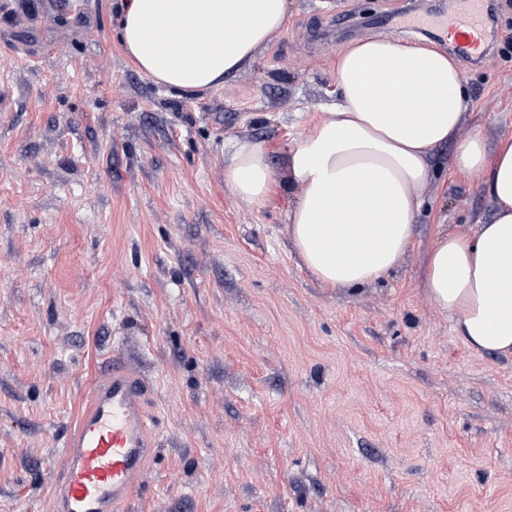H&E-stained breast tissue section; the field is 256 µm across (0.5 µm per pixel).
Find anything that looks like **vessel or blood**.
Wrapping results in <instances>:
<instances>
[{
	"instance_id": "obj_1",
	"label": "vessel or blood",
	"mask_w": 512,
	"mask_h": 512,
	"mask_svg": "<svg viewBox=\"0 0 512 512\" xmlns=\"http://www.w3.org/2000/svg\"><path fill=\"white\" fill-rule=\"evenodd\" d=\"M451 30L481 31L485 0H464ZM150 386L127 355L116 352L63 443L53 486V512H122L157 444L149 428Z\"/></svg>"
}]
</instances>
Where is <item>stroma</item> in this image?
Masks as SVG:
<instances>
[{
    "instance_id": "1",
    "label": "stroma",
    "mask_w": 512,
    "mask_h": 512,
    "mask_svg": "<svg viewBox=\"0 0 512 512\" xmlns=\"http://www.w3.org/2000/svg\"><path fill=\"white\" fill-rule=\"evenodd\" d=\"M119 0H0V512H52L61 448L115 351L151 385L159 446L123 512H512V357L469 350L422 285L439 233L492 201L431 158L391 277L322 287L285 229V151L371 35L447 49L406 18L458 0H288L216 91L156 85ZM460 59L461 139L512 137V0ZM264 143L278 190L242 203L224 163Z\"/></svg>"
}]
</instances>
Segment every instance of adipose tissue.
I'll return each mask as SVG.
<instances>
[{"instance_id":"adipose-tissue-1","label":"adipose tissue","mask_w":512,"mask_h":512,"mask_svg":"<svg viewBox=\"0 0 512 512\" xmlns=\"http://www.w3.org/2000/svg\"><path fill=\"white\" fill-rule=\"evenodd\" d=\"M287 20V0H121L118 37L152 82L194 94L250 66ZM336 80L339 103L286 151L298 192L285 224L301 266L327 288L389 277L414 236L434 150L457 142L456 167L479 174L495 210L470 235L435 240L422 284L470 350L512 356V138L491 151L459 141L466 83L433 46L361 39L339 53ZM224 178L253 207L277 186L257 143L236 148Z\"/></svg>"}]
</instances>
